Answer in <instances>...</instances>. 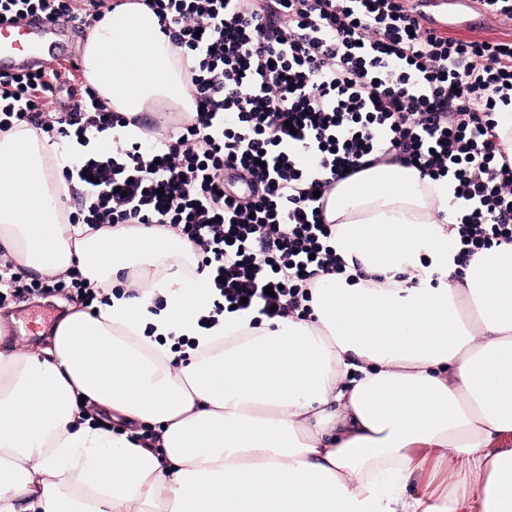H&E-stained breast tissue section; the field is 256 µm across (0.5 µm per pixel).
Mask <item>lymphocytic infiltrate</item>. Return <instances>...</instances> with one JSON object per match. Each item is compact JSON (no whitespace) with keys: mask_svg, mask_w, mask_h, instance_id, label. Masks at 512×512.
Masks as SVG:
<instances>
[{"mask_svg":"<svg viewBox=\"0 0 512 512\" xmlns=\"http://www.w3.org/2000/svg\"><path fill=\"white\" fill-rule=\"evenodd\" d=\"M174 51L193 57L194 121L176 141H114L66 173L91 186L70 223L156 226L191 242L208 268L213 311L269 320L312 316V290L350 266L329 242L325 197L367 157L453 176L466 207L462 257L512 245V156L497 112L512 105V40L443 35L419 0H146ZM114 0H0L76 25ZM59 71L0 77V113L51 135L127 126L96 102L64 116L50 104Z\"/></svg>","mask_w":512,"mask_h":512,"instance_id":"1","label":"lymphocytic infiltrate"}]
</instances>
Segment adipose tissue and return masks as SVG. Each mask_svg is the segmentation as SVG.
<instances>
[{
  "instance_id": "obj_1",
  "label": "adipose tissue",
  "mask_w": 512,
  "mask_h": 512,
  "mask_svg": "<svg viewBox=\"0 0 512 512\" xmlns=\"http://www.w3.org/2000/svg\"><path fill=\"white\" fill-rule=\"evenodd\" d=\"M81 56L108 110L195 117L141 0L93 23ZM142 136L0 131V248L108 298L36 352L0 328V512H512V245L459 262L455 181L397 163L339 180L324 218L360 279L323 278L310 321L206 329L188 241L63 219L65 171ZM431 458L445 489L420 478Z\"/></svg>"
}]
</instances>
